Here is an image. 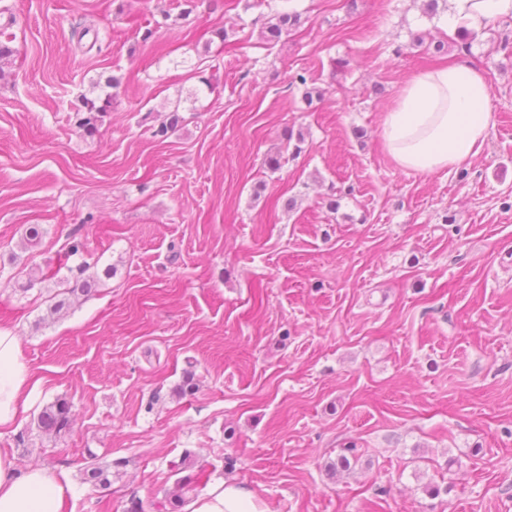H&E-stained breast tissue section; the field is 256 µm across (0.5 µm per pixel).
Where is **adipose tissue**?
<instances>
[{"label": "adipose tissue", "mask_w": 512, "mask_h": 512, "mask_svg": "<svg viewBox=\"0 0 512 512\" xmlns=\"http://www.w3.org/2000/svg\"><path fill=\"white\" fill-rule=\"evenodd\" d=\"M512 18V0H449L450 31L478 30ZM495 125L485 75L458 64L418 73L400 88L380 126L383 149L400 168L422 175L455 169L484 149ZM33 387L19 338L0 326V431L11 430ZM66 484L44 468L18 469L0 455V512H62ZM187 512H262L256 494L219 480Z\"/></svg>", "instance_id": "adipose-tissue-1"}]
</instances>
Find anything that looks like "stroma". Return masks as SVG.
<instances>
[{"label":"stroma","instance_id":"stroma-1","mask_svg":"<svg viewBox=\"0 0 512 512\" xmlns=\"http://www.w3.org/2000/svg\"><path fill=\"white\" fill-rule=\"evenodd\" d=\"M284 11L300 25L264 44ZM447 12L0 0L17 36L0 79V325L39 382L0 454L68 478L63 512H158L185 458L189 498L232 480L264 512H512V19L465 49ZM456 63L490 86L484 151L399 168L384 112L411 76ZM86 97L112 100L93 135ZM174 110L181 126L155 137ZM74 237L84 251L59 268ZM84 262L97 287L50 314ZM32 269L57 276L30 287ZM58 399L73 425L43 435ZM92 464L111 487L85 482Z\"/></svg>","mask_w":512,"mask_h":512}]
</instances>
